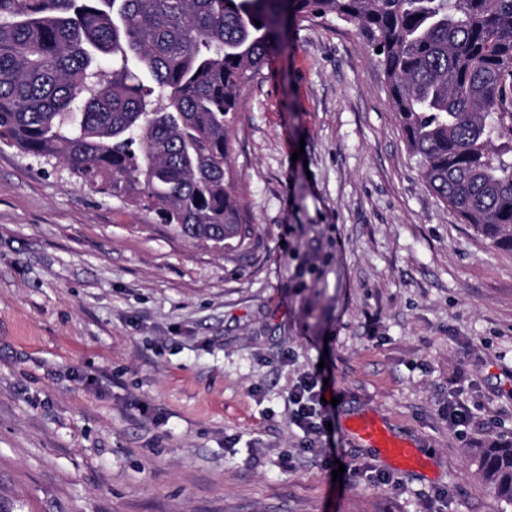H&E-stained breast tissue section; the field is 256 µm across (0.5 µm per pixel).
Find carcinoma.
Returning <instances> with one entry per match:
<instances>
[{"label":"carcinoma","mask_w":512,"mask_h":512,"mask_svg":"<svg viewBox=\"0 0 512 512\" xmlns=\"http://www.w3.org/2000/svg\"><path fill=\"white\" fill-rule=\"evenodd\" d=\"M308 14L366 41L432 194L511 253L512 0H0V145L64 163L192 242L241 246L240 93ZM478 458L512 503V439Z\"/></svg>","instance_id":"obj_1"}]
</instances>
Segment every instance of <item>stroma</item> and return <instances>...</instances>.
I'll list each match as a JSON object with an SVG mask.
<instances>
[{
    "mask_svg": "<svg viewBox=\"0 0 512 512\" xmlns=\"http://www.w3.org/2000/svg\"><path fill=\"white\" fill-rule=\"evenodd\" d=\"M231 149L254 233L226 253L0 149V498L512 512L473 457L512 439V253L430 192L365 41L298 18L242 89ZM320 365L338 400L329 441L288 413ZM455 400L478 423L452 427ZM366 413L429 467L392 469L350 435Z\"/></svg>",
    "mask_w": 512,
    "mask_h": 512,
    "instance_id": "35a3bbf8",
    "label": "stroma"
}]
</instances>
